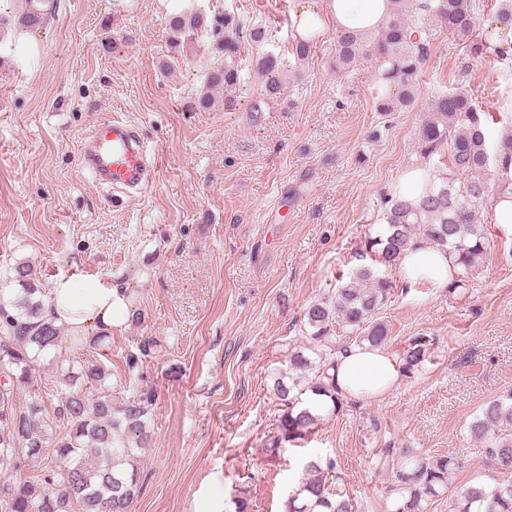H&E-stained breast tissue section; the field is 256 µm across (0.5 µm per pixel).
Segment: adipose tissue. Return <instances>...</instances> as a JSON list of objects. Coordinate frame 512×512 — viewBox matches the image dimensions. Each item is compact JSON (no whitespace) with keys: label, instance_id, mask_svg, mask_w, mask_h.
I'll return each instance as SVG.
<instances>
[{"label":"adipose tissue","instance_id":"ef3b65f1","mask_svg":"<svg viewBox=\"0 0 512 512\" xmlns=\"http://www.w3.org/2000/svg\"><path fill=\"white\" fill-rule=\"evenodd\" d=\"M390 0H326L323 9L301 10L297 36L323 30L322 14H329L336 28L353 32L375 30L385 21ZM437 177L424 162L408 167L392 186L391 194L401 200L418 202L436 184ZM400 267L408 277H420L438 288L447 287L455 274L446 251L422 241L414 242L403 255ZM128 288L97 279L77 282L55 281L44 300L43 314L69 334L88 342L111 334L125 325L131 315ZM395 358L378 347H354L336 361V384L351 400H375L386 395L399 380Z\"/></svg>","mask_w":512,"mask_h":512}]
</instances>
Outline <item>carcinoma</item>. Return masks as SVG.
I'll list each match as a JSON object with an SVG mask.
<instances>
[{"mask_svg": "<svg viewBox=\"0 0 512 512\" xmlns=\"http://www.w3.org/2000/svg\"><path fill=\"white\" fill-rule=\"evenodd\" d=\"M390 2L389 17L379 29L336 31L333 70L344 72L373 59L383 88L376 98L379 112H402L414 105L415 79L440 31L467 43L473 56L493 51L503 61L512 60L509 50L495 41L501 27L512 26V0L501 4L483 29L475 16V0H424L418 13L429 17V24L409 13L408 0ZM24 4L21 26L41 28L47 0ZM168 24L175 52L200 34L213 54V66L204 74L195 103L202 110L212 107L214 92L232 94L243 83L242 43L265 41L261 27L254 25L245 34L242 23L219 7L177 12ZM285 67V58L278 54L256 57L264 94L250 111L262 112L264 104L281 97ZM393 88L396 93L391 95ZM427 109L416 154L428 161L448 155L452 175L441 178L417 205L388 199L386 228L366 242L359 255L362 264L348 282L306 309L305 343L290 350L288 371L279 373L273 384L280 413L265 446L272 464L288 447L307 442L322 418L343 406L344 396L336 391V355L351 347L386 343L388 329L379 313L397 290L386 268L398 265L411 242L423 237L454 258L457 277L448 285L450 292L465 286L478 260L490 250L477 215L491 193L489 176L499 170L500 162L512 161V134L489 150L487 113L458 88L435 96ZM8 280L14 287L0 289V377L5 378L0 385V468L18 470L32 462L40 469L22 481L0 483V512H129L139 493L140 451L152 439L148 414L154 393L142 385L143 357L158 342L145 341L138 351L125 355L122 389L127 397L119 403L112 395L117 387L112 366L98 358L55 362L59 387L54 393L45 390L35 365L56 349L62 328L42 319L44 292L30 262H16ZM336 325L348 336L338 339ZM427 353V344L413 339L403 355V372L419 371ZM468 431L486 462L506 478L491 489L479 483L462 488L453 494L450 512H512V390L484 404ZM461 465L453 456L402 454L390 487L391 512H429L449 491ZM335 470L332 458L306 461L286 512H352L350 499L331 488L329 476Z\"/></svg>", "mask_w": 512, "mask_h": 512, "instance_id": "obj_1", "label": "carcinoma"}]
</instances>
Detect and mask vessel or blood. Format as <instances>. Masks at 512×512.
Instances as JSON below:
<instances>
[{"mask_svg":"<svg viewBox=\"0 0 512 512\" xmlns=\"http://www.w3.org/2000/svg\"><path fill=\"white\" fill-rule=\"evenodd\" d=\"M81 164L102 186L144 191L153 181L145 146L120 120L102 123L89 136Z\"/></svg>","mask_w":512,"mask_h":512,"instance_id":"obj_1","label":"vessel or blood"}]
</instances>
